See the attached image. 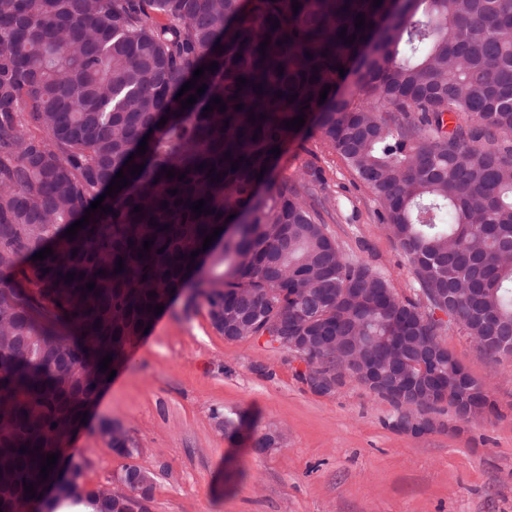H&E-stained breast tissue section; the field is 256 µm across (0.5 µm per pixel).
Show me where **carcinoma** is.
<instances>
[{"instance_id": "cac0c4a2", "label": "carcinoma", "mask_w": 512, "mask_h": 512, "mask_svg": "<svg viewBox=\"0 0 512 512\" xmlns=\"http://www.w3.org/2000/svg\"><path fill=\"white\" fill-rule=\"evenodd\" d=\"M298 2L295 13L292 0H0V512L32 502L54 512L51 500L149 512L153 484L140 467L47 498L66 469L58 461L40 478L41 455L55 452V426L80 425L154 324L147 305L167 307L184 288L196 250L220 270L205 296L222 335H257L262 326L245 316L253 304L292 336L309 299H326L304 361L334 384L361 379L343 373L329 343L359 336L362 366L426 383L424 410L465 393L494 407L471 380L448 394L458 364L425 359L438 323L347 258L326 231L322 176L272 178L271 150L296 134L283 122L305 114L302 129L370 189L431 307L451 309L475 340L512 337V0ZM217 97L225 111L203 114ZM129 160L143 171L104 199L111 211L63 237ZM200 199L211 213L197 218L190 204ZM227 223L235 236L202 249ZM47 246L53 254L32 260ZM18 272L27 287L14 283Z\"/></svg>"}]
</instances>
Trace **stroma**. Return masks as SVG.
<instances>
[{
  "mask_svg": "<svg viewBox=\"0 0 512 512\" xmlns=\"http://www.w3.org/2000/svg\"><path fill=\"white\" fill-rule=\"evenodd\" d=\"M318 169L334 205L328 234L352 260L423 302L412 266L378 219L368 189L313 132L289 138L273 175ZM205 270L129 350L63 455L85 489L135 464L154 479L151 512H512V356L477 348L457 323L438 337L496 405L473 420L447 406L416 434L400 412L357 382L320 394L288 351L211 324ZM120 424L136 453L113 451L102 421ZM233 421L236 435L224 431ZM276 434L260 450L255 441Z\"/></svg>",
  "mask_w": 512,
  "mask_h": 512,
  "instance_id": "stroma-1",
  "label": "stroma"
}]
</instances>
